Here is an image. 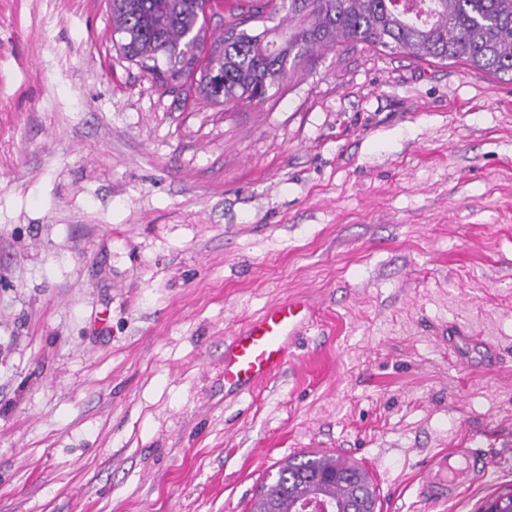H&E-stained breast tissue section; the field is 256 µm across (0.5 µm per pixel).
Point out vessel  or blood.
Returning <instances> with one entry per match:
<instances>
[{"label":"vessel or blood","mask_w":512,"mask_h":512,"mask_svg":"<svg viewBox=\"0 0 512 512\" xmlns=\"http://www.w3.org/2000/svg\"><path fill=\"white\" fill-rule=\"evenodd\" d=\"M313 308L303 297L285 300L241 329L224 348V384L234 391H247L278 373L288 361L290 345ZM480 332L461 328L448 339L459 361H467L472 348L487 347ZM489 462L481 449L454 448L436 453L420 465L421 494L430 502H446L461 488L482 480Z\"/></svg>","instance_id":"1"}]
</instances>
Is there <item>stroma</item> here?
<instances>
[{
	"label": "stroma",
	"instance_id": "stroma-1",
	"mask_svg": "<svg viewBox=\"0 0 512 512\" xmlns=\"http://www.w3.org/2000/svg\"><path fill=\"white\" fill-rule=\"evenodd\" d=\"M296 295L287 367L228 394L225 343ZM464 443L486 478L424 501ZM303 452L376 512L512 490V82L340 44L228 109L124 59L107 0H0V512H249ZM474 347L484 348L487 357L495 358L494 351L480 332L469 328H460L453 333V336H448V349L461 362L468 361L469 351ZM489 462L480 448H452L448 454L435 453L420 465V494L430 502H446L461 488L482 480Z\"/></svg>",
	"mask_w": 512,
	"mask_h": 512
}]
</instances>
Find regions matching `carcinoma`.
<instances>
[{
    "label": "carcinoma",
    "instance_id": "1",
    "mask_svg": "<svg viewBox=\"0 0 512 512\" xmlns=\"http://www.w3.org/2000/svg\"><path fill=\"white\" fill-rule=\"evenodd\" d=\"M206 0H108L123 56L164 86L200 72L197 90L224 106L262 103L315 48L363 44L430 64H466L512 82V0H241L204 64ZM288 22L267 25L278 14ZM262 23V30L247 27ZM249 512H295L324 492L338 512L376 505L368 472L340 456L288 458Z\"/></svg>",
    "mask_w": 512,
    "mask_h": 512
}]
</instances>
